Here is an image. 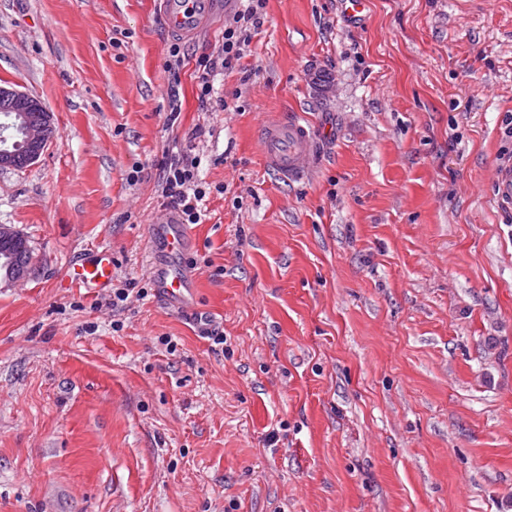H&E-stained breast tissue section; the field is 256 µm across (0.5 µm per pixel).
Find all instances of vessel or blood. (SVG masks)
<instances>
[{"label":"vessel or blood","instance_id":"1","mask_svg":"<svg viewBox=\"0 0 512 512\" xmlns=\"http://www.w3.org/2000/svg\"><path fill=\"white\" fill-rule=\"evenodd\" d=\"M214 8L215 0H162L167 27L185 37L200 34ZM258 138L267 169L288 181L307 174L313 130L301 117L284 114L266 122ZM196 244L193 225L181 223L173 213H166L163 220L151 224L148 246L154 261L150 278L164 300L183 307L190 303L195 276L186 259ZM69 277L79 286L107 287L112 280L111 253L103 250L71 265Z\"/></svg>","mask_w":512,"mask_h":512}]
</instances>
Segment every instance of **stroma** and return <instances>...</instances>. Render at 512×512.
I'll list each match as a JSON object with an SVG mask.
<instances>
[{"label": "stroma", "mask_w": 512, "mask_h": 512, "mask_svg": "<svg viewBox=\"0 0 512 512\" xmlns=\"http://www.w3.org/2000/svg\"><path fill=\"white\" fill-rule=\"evenodd\" d=\"M239 4L189 40L160 0H0V85L56 127L0 168L33 250L0 283V512H512V0H267L221 111L195 75ZM284 112L316 132L292 183L257 138ZM173 148L211 188L193 304L97 310L67 269L148 283ZM69 277L85 288H106L112 280V254L102 250L85 258L81 264L71 265Z\"/></svg>", "instance_id": "obj_1"}]
</instances>
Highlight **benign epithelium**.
<instances>
[{"mask_svg": "<svg viewBox=\"0 0 512 512\" xmlns=\"http://www.w3.org/2000/svg\"><path fill=\"white\" fill-rule=\"evenodd\" d=\"M0 98L11 103L9 121L0 124V166L13 167L12 148L22 147L28 163H35L55 140V126L51 113L47 112L41 123L17 124L25 112L31 111L36 100L33 96L11 86L0 85Z\"/></svg>", "mask_w": 512, "mask_h": 512, "instance_id": "benign-epithelium-1", "label": "benign epithelium"}]
</instances>
